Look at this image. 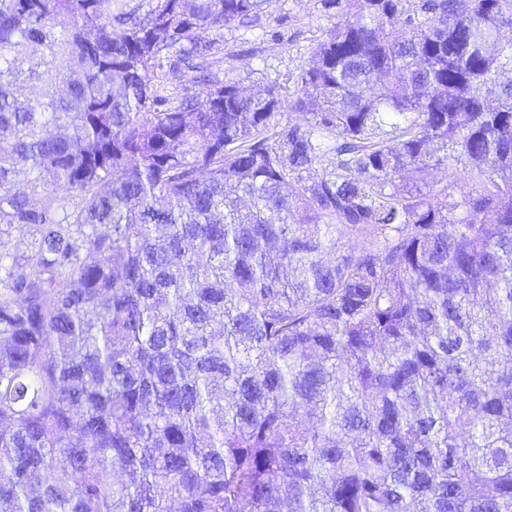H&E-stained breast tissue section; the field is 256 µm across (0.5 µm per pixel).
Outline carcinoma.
Returning a JSON list of instances; mask_svg holds the SVG:
<instances>
[{
    "label": "carcinoma",
    "instance_id": "cac0c4a2",
    "mask_svg": "<svg viewBox=\"0 0 512 512\" xmlns=\"http://www.w3.org/2000/svg\"><path fill=\"white\" fill-rule=\"evenodd\" d=\"M267 2L0 0V512H512V0ZM334 22L319 0H269L258 20L224 26V53L213 68L215 78L248 90L276 83L286 103L281 119L303 122L302 113L288 110V100L298 93L297 77L311 47ZM276 31L282 35L279 41L272 37Z\"/></svg>",
    "mask_w": 512,
    "mask_h": 512
}]
</instances>
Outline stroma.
Returning a JSON list of instances; mask_svg holds the SVG:
<instances>
[{"label": "stroma", "mask_w": 512, "mask_h": 512, "mask_svg": "<svg viewBox=\"0 0 512 512\" xmlns=\"http://www.w3.org/2000/svg\"><path fill=\"white\" fill-rule=\"evenodd\" d=\"M334 22L319 0H269L259 19L225 26L224 51L213 72L248 90L277 84L282 99L291 100L312 46Z\"/></svg>", "instance_id": "1"}]
</instances>
